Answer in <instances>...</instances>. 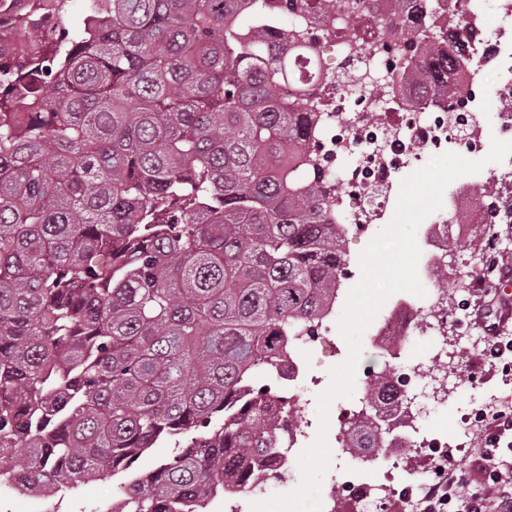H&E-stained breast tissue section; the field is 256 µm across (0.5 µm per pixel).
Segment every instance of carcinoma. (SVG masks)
<instances>
[{
    "mask_svg": "<svg viewBox=\"0 0 512 512\" xmlns=\"http://www.w3.org/2000/svg\"><path fill=\"white\" fill-rule=\"evenodd\" d=\"M0 59V481L40 494L132 480L112 512H197L288 447L278 376L342 278L335 188L294 167L322 116L279 87L312 76L263 0H81ZM371 34L415 36L418 87L467 64L411 0ZM392 372H374L345 450L387 448ZM28 421L29 431L18 432Z\"/></svg>",
    "mask_w": 512,
    "mask_h": 512,
    "instance_id": "cac0c4a2",
    "label": "carcinoma"
}]
</instances>
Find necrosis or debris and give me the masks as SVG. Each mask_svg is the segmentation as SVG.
<instances>
[{"label":"necrosis or debris","mask_w":512,"mask_h":512,"mask_svg":"<svg viewBox=\"0 0 512 512\" xmlns=\"http://www.w3.org/2000/svg\"><path fill=\"white\" fill-rule=\"evenodd\" d=\"M348 2L335 0L331 15L305 23L303 32L313 42L314 60L323 61L329 51L339 52L354 75L374 71L381 74L383 82L398 79L396 43H377L364 55L349 51V30L335 25ZM438 5L450 24L465 31L468 64L448 75L449 83L461 88L463 100L433 101L417 107L405 90L370 100L326 82L314 86L305 97L307 111L324 116L317 147L326 175L338 185L334 208L346 234L369 239L375 228L390 222L395 212L393 186L423 157L453 151L478 160L487 155L493 132H512V112L499 107L502 100H512V0H495L491 15L486 12L485 0H438ZM456 110L492 111L494 123L458 125L452 117ZM487 184L497 186L506 202L512 199V156L449 184L447 211L430 214L421 227L430 249L421 258L422 275L431 282L442 279L443 287L431 285L422 297L394 295L390 308L380 314L369 334L373 343L385 337L396 341L389 353L398 400L392 418L394 431L409 448L429 456L443 441L425 428L424 421L432 404L444 403L459 387L448 373L457 358L448 346V327L458 317L449 295L460 283L459 267L448 255V237L464 234L467 225L481 224L493 238L497 225L512 222V208L506 204L490 208L480 196V188ZM329 332V321H322L315 335L294 337L288 346L292 369L283 388L297 410L312 404L317 384L298 350L303 345L325 347ZM422 342L427 345V355L418 360L414 350ZM311 425L308 419L299 423L289 448L267 460L265 478L247 491L225 495L215 512H251L258 499L272 497L280 487L298 484L296 451L307 447ZM391 477L400 483L404 512H421L429 493L438 488L435 468H406L402 455L394 450L352 452L342 457L330 478V488L336 497L355 499L359 512H381L389 497L387 480Z\"/></svg>","instance_id":"necrosis-or-debris-1"}]
</instances>
